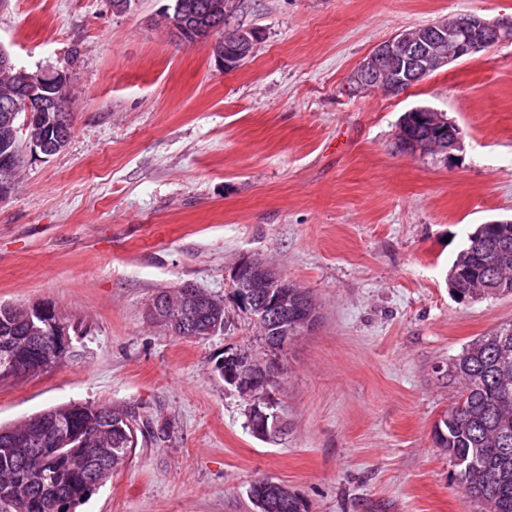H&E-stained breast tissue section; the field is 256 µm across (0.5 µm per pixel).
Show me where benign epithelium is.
<instances>
[{
    "mask_svg": "<svg viewBox=\"0 0 512 512\" xmlns=\"http://www.w3.org/2000/svg\"><path fill=\"white\" fill-rule=\"evenodd\" d=\"M224 6V0H211L202 11L191 0H177L174 10L164 12L162 18L173 37L183 42L191 40L207 44L218 66L232 71L251 56L258 35L252 29L238 28L229 41L214 36V27L225 19ZM511 39L512 21L490 22L471 14L440 21L415 35L405 29L379 44L359 63L349 76L348 88L354 93L360 92L378 84L384 75L389 78L391 89L399 94L454 61ZM0 66L12 71L14 77L12 97L0 115V126L12 139L21 140L25 152L51 154L60 149L63 139L36 134L33 129L40 124L43 113L50 110L56 112L54 124L59 127L68 125L66 72L57 70L54 80L48 84L41 72H28L11 64L7 54ZM412 113L426 132L413 138L409 135L407 121H401L398 138L406 152L453 157L462 141L459 126L445 114L429 107L414 108ZM15 189L13 162L1 160L0 194L10 196ZM233 280L239 304L252 311L253 319L267 338L268 347L276 350L288 346L295 339L294 326L298 322L307 332L314 328L316 317L300 313L298 298L289 297L292 284L264 262L242 259L233 270ZM33 312L53 335L56 346L70 347L68 327L58 312L47 315L37 305L33 306ZM150 312L168 322L172 333L181 332L183 314L173 311L169 300L150 306ZM240 361L241 355L237 353L224 357L227 366L224 380L240 393L248 395L250 390L266 387L272 382L273 366L251 365L246 374L230 370L232 364ZM249 418L253 434L259 437H269L280 429L279 416L270 404L252 406ZM290 492L292 489L277 482L265 484L260 492L249 490L260 512H269V501L278 502Z\"/></svg>",
    "mask_w": 512,
    "mask_h": 512,
    "instance_id": "1",
    "label": "benign epithelium"
}]
</instances>
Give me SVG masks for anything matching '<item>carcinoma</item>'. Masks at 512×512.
<instances>
[{"instance_id":"obj_1","label":"carcinoma","mask_w":512,"mask_h":512,"mask_svg":"<svg viewBox=\"0 0 512 512\" xmlns=\"http://www.w3.org/2000/svg\"><path fill=\"white\" fill-rule=\"evenodd\" d=\"M453 294L469 303L512 294V223L481 224L467 233L464 248L448 269ZM224 317L216 305L200 306L181 335ZM28 308L0 307V342L8 340L17 361L12 378L35 375L60 363L66 352L55 349ZM448 377L462 387L434 431V443L453 462L452 479L487 512H512V324L477 336L448 361ZM64 427L73 440L58 446L43 441L53 427ZM137 419L112 407L69 403L34 414L17 425L0 426V506L17 512H72L124 466L138 445ZM112 459V470L96 468V458ZM274 512H308L297 494Z\"/></svg>"}]
</instances>
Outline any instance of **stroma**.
Returning <instances> with one entry per match:
<instances>
[{"label": "stroma", "mask_w": 512, "mask_h": 512, "mask_svg": "<svg viewBox=\"0 0 512 512\" xmlns=\"http://www.w3.org/2000/svg\"><path fill=\"white\" fill-rule=\"evenodd\" d=\"M170 3L0 0V47L66 72L73 123L0 202V302L52 303L71 338L60 364L0 382V425L73 401L147 421L75 512H257L264 478L309 512H480L433 430L458 391L449 358L512 323V295L461 303L447 278L468 231L512 219V41L396 96L347 83L398 31L510 20L512 0H238L229 27L261 39L233 72L172 37ZM418 106L459 125L454 159L401 149ZM247 257L311 293L312 332L266 345L234 298ZM187 284L223 299V331L150 319ZM235 352L274 366L260 397L218 376ZM256 401L281 434L251 433Z\"/></svg>", "instance_id": "obj_1"}]
</instances>
